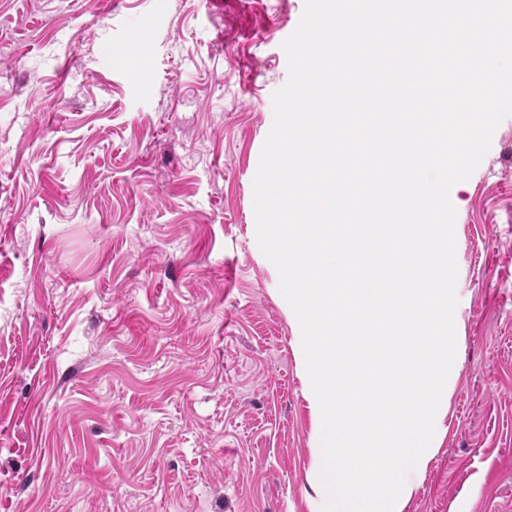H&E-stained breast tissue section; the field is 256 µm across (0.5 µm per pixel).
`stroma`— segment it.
<instances>
[{"mask_svg": "<svg viewBox=\"0 0 512 512\" xmlns=\"http://www.w3.org/2000/svg\"><path fill=\"white\" fill-rule=\"evenodd\" d=\"M304 0H0V512H321L253 179ZM456 202L403 512H512V116Z\"/></svg>", "mask_w": 512, "mask_h": 512, "instance_id": "obj_1", "label": "stroma"}]
</instances>
